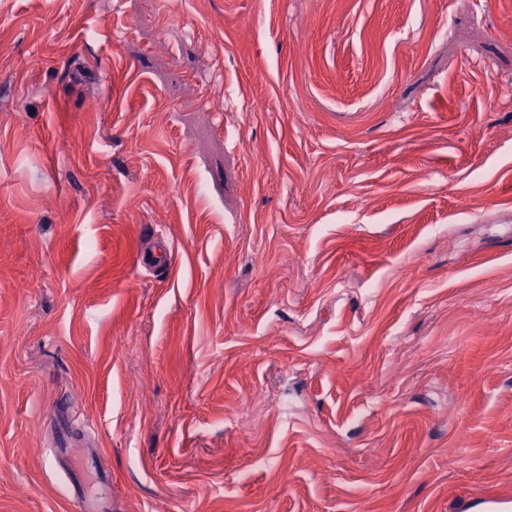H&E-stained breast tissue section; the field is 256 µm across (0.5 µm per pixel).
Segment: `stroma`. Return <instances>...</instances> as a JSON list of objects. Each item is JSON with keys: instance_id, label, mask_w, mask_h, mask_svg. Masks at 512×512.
I'll use <instances>...</instances> for the list:
<instances>
[{"instance_id": "stroma-1", "label": "stroma", "mask_w": 512, "mask_h": 512, "mask_svg": "<svg viewBox=\"0 0 512 512\" xmlns=\"http://www.w3.org/2000/svg\"><path fill=\"white\" fill-rule=\"evenodd\" d=\"M66 444L110 512L512 502V0H0V512Z\"/></svg>"}]
</instances>
